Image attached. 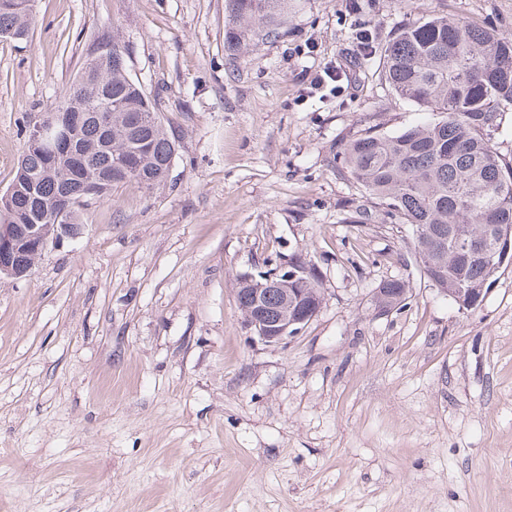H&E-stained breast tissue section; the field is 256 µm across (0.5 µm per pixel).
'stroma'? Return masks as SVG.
Masks as SVG:
<instances>
[{
  "instance_id": "1",
  "label": "stroma",
  "mask_w": 512,
  "mask_h": 512,
  "mask_svg": "<svg viewBox=\"0 0 512 512\" xmlns=\"http://www.w3.org/2000/svg\"><path fill=\"white\" fill-rule=\"evenodd\" d=\"M35 12L27 42L0 41V193L104 31L179 147L165 185H118L0 279V512H512V266L459 310L411 226L350 223L363 190L333 161L428 118L380 78L395 29L444 14L512 34V0H288L243 56L224 0ZM327 67L339 88L312 90ZM300 254L324 306L262 342L237 280ZM390 279L411 296L381 314ZM37 256H39V254L35 250L26 251V252L22 253V255H20V256H18V255L14 256L12 254V252H10V251L3 254L4 259H7L8 261H10L11 259L14 258V262H17V261L20 263L24 262L25 265H27L31 268H33L35 260L37 259ZM31 268L23 269V268H19L17 266L15 267L12 264H1L0 263V278H2V277H8V278H13V279H21L22 277L25 278V277L29 276V273L32 270Z\"/></svg>"
}]
</instances>
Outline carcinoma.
Returning <instances> with one entry per match:
<instances>
[{
    "label": "carcinoma",
    "mask_w": 512,
    "mask_h": 512,
    "mask_svg": "<svg viewBox=\"0 0 512 512\" xmlns=\"http://www.w3.org/2000/svg\"><path fill=\"white\" fill-rule=\"evenodd\" d=\"M288 0H225L238 22L226 38L232 52L275 33ZM32 0H0V38L29 37ZM127 47L114 35L94 38L87 60L48 119L70 121L73 142L54 152L27 144L0 204V224H68L78 210L112 200L114 186L135 181L148 189L167 180L176 142L156 103L128 74ZM381 78L403 100L442 118L395 134L371 129L336 153L345 176L388 218L414 228L424 269H445L446 287L471 295L487 287L512 253V161L492 139L512 108V38L447 16L409 23L390 35ZM468 241L466 254L457 243ZM305 300L324 298L319 278L305 276ZM390 299L409 298L399 279L382 284Z\"/></svg>",
    "instance_id": "obj_1"
}]
</instances>
